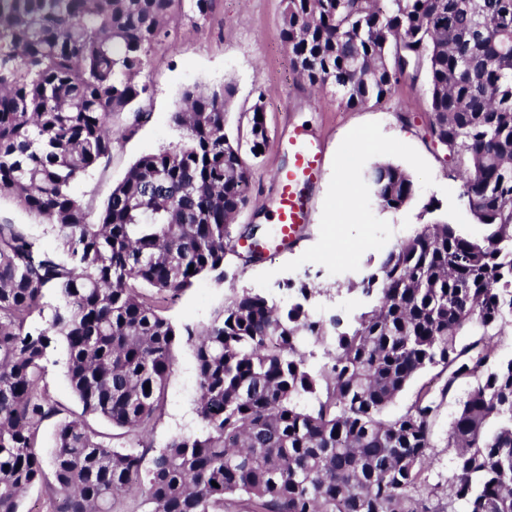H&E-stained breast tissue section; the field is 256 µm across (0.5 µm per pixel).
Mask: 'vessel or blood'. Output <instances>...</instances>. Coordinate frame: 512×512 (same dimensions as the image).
<instances>
[{
	"label": "vessel or blood",
	"instance_id": "b4317fda",
	"mask_svg": "<svg viewBox=\"0 0 512 512\" xmlns=\"http://www.w3.org/2000/svg\"><path fill=\"white\" fill-rule=\"evenodd\" d=\"M293 164L277 178L278 197L275 218L281 244L290 245L297 239L301 224L309 220L310 208L301 191L302 185H310L321 177L322 160L311 145L305 131H295L290 138Z\"/></svg>",
	"mask_w": 512,
	"mask_h": 512
}]
</instances>
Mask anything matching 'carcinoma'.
<instances>
[{
	"label": "carcinoma",
	"mask_w": 512,
	"mask_h": 512,
	"mask_svg": "<svg viewBox=\"0 0 512 512\" xmlns=\"http://www.w3.org/2000/svg\"><path fill=\"white\" fill-rule=\"evenodd\" d=\"M283 3L299 78L338 87L348 105L426 74L427 133L489 234L424 225L362 278L374 303L350 323L232 288L201 331L179 330L141 289L224 282L231 220L250 204V166L224 132L232 86L187 88L188 109L172 114L181 141L140 157L97 220L71 186L112 152V123L140 121L150 88L139 77L171 46L169 20L206 21L217 0H0V198L50 225L64 252L0 224V512H21L49 473L53 512H112L135 485L149 512H512V358L487 370L486 341L512 335V0ZM262 99L246 132L255 157L269 139ZM366 179L384 210L413 199V180L391 163ZM48 293L57 303L41 328L28 318ZM179 336L194 349L201 432L148 459L64 419L44 461L35 439L55 413L52 345L64 346L83 413L137 435L158 415ZM328 339L325 362L310 367L311 347ZM434 368L443 397L474 380L448 428L442 508L426 477L438 396L423 385L386 415ZM437 372V370H430L422 373L414 382H412L393 402L388 408L389 415H400L406 411L414 400L417 389L421 384L427 382Z\"/></svg>",
	"instance_id": "obj_1"
}]
</instances>
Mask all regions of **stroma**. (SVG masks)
<instances>
[{
	"label": "stroma",
	"mask_w": 512,
	"mask_h": 512,
	"mask_svg": "<svg viewBox=\"0 0 512 512\" xmlns=\"http://www.w3.org/2000/svg\"><path fill=\"white\" fill-rule=\"evenodd\" d=\"M282 12L281 0H218L215 14L204 24L171 19L174 47L154 52L141 75L151 86L139 102L142 121L130 132L123 123H116L109 159L72 187L93 212H100L113 187L140 156L180 141L171 115L182 105L183 90L195 84L211 87L229 82L235 93L227 106L226 132L246 128L247 113L256 99H263L265 105L270 141L251 162V202L236 216L234 230L256 228L257 240L267 242L275 237L276 175L287 170L292 159L288 136L294 127H308L322 150L323 174L307 191L311 220L301 227L299 243L258 262L243 255L228 256L223 283L199 279L163 304V315L179 327L207 324L223 308L232 288L268 295L285 307L296 300V287L304 285L313 291L305 304L313 318L325 321L335 314L349 318L366 304L360 282L370 267L420 225L447 222L472 239L486 233L462 197V179L449 176L443 152L425 135L430 119L426 77L400 84L381 103L347 106L333 87L313 89L298 78L280 34ZM383 160L408 173L416 187L411 202L396 212L382 210L365 181L366 171ZM340 177L350 186L349 197L336 192ZM339 211L350 212L351 223H334L332 217ZM0 224L19 225L44 248L57 247L49 226L12 199H0ZM45 385L59 412L38 430L37 450L44 456L53 448L59 421L82 415L66 377L62 349L50 355ZM470 386V380H463L454 395L444 399L433 426L434 465L429 481L443 492L453 466L445 446L448 427ZM198 396L194 353L181 343L153 428L132 436L104 418H85L113 447L157 451L174 435L201 430L195 413Z\"/></svg>",
	"instance_id": "1"
}]
</instances>
